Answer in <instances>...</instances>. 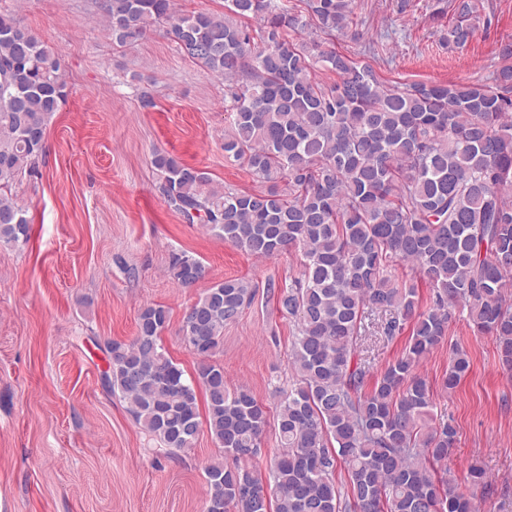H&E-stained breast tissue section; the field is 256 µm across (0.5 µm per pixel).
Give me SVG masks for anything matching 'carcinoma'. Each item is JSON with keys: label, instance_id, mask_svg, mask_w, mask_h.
<instances>
[{"label": "carcinoma", "instance_id": "1", "mask_svg": "<svg viewBox=\"0 0 512 512\" xmlns=\"http://www.w3.org/2000/svg\"><path fill=\"white\" fill-rule=\"evenodd\" d=\"M226 0L222 13L179 11L174 0H101L119 48L160 31L204 75L224 80V153L268 187L242 192L157 151L152 165L167 206L189 224L253 256L294 249L299 276L267 294L294 326L293 383L279 390L278 450L263 483L267 409L230 390L224 327L255 290L224 280L187 311L183 342L200 357L186 378L162 344L168 310L149 305L131 341L105 343L103 382L142 432L169 455L193 447L201 424L224 456L205 465L207 512H476L450 476L452 420L435 412L420 361L448 335L451 308L494 337L512 372V48L492 85H386L373 68L325 46L349 27L351 0ZM479 0H455L448 46H465ZM308 34L302 42L291 34ZM336 74L332 86L317 71ZM68 96L61 55L0 13V244L22 246L32 226L12 188L36 172L46 128ZM410 266L432 289L423 309L391 268ZM182 287L201 261L175 253ZM404 352L364 391L367 336ZM470 369L450 348L443 388Z\"/></svg>", "mask_w": 512, "mask_h": 512}]
</instances>
